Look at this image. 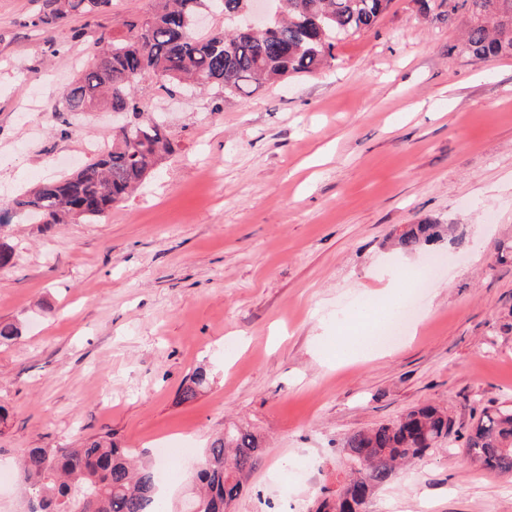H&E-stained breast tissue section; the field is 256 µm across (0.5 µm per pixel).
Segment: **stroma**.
<instances>
[{"mask_svg": "<svg viewBox=\"0 0 512 512\" xmlns=\"http://www.w3.org/2000/svg\"><path fill=\"white\" fill-rule=\"evenodd\" d=\"M46 0H0V203L76 170L112 115L62 107L96 33L154 0H111L37 26ZM464 11L392 0L318 73L221 99L158 90L174 151L91 222L0 227V464L111 434L170 448L166 512H182L203 452L237 425L265 453L232 512H317L348 473L345 437L432 404L448 442L398 468L367 512H512V474L467 455L481 411L512 403V58L459 50ZM424 219L463 247L392 249ZM445 259L402 337L348 354L340 309L404 288L396 269ZM206 366L210 384L182 401ZM210 381L209 372L204 366H199L186 378L182 386L181 397L184 401L195 398L197 393L207 386Z\"/></svg>", "mask_w": 512, "mask_h": 512, "instance_id": "obj_1", "label": "stroma"}]
</instances>
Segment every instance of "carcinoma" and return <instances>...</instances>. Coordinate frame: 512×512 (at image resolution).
<instances>
[{
	"label": "carcinoma",
	"mask_w": 512,
	"mask_h": 512,
	"mask_svg": "<svg viewBox=\"0 0 512 512\" xmlns=\"http://www.w3.org/2000/svg\"><path fill=\"white\" fill-rule=\"evenodd\" d=\"M109 0H47L38 24L52 25L72 14L97 11ZM248 0H156L144 17L122 21L124 34L98 33L96 52L60 99L70 112L103 104L130 112L135 120L112 132V143L69 177L47 181L12 201L10 213L49 230L56 224L104 216L150 177L173 151L164 121L155 116L143 83L156 80L171 91L188 80L210 84L235 96L266 81L302 77L335 59L336 44L372 30L391 0H279L280 16L262 30L239 23L232 29L195 31L203 11L238 13ZM466 9L469 24L461 51L477 59L512 56V0H462L448 13ZM459 246L454 224H411L394 240L413 253L443 239ZM199 366L186 378L188 401L207 386ZM448 436V416L433 405L400 419L350 433L345 441L354 465L345 484L325 497L319 512H365L374 491L388 483L396 467L421 462ZM467 453L483 468L512 474V404L482 412L465 441ZM135 452L108 434L92 436L76 448H28L19 479L28 512H158L160 482L154 463L134 461ZM257 437L236 426L204 451L196 480L201 512H227L244 479L262 461Z\"/></svg>",
	"instance_id": "carcinoma-1"
}]
</instances>
